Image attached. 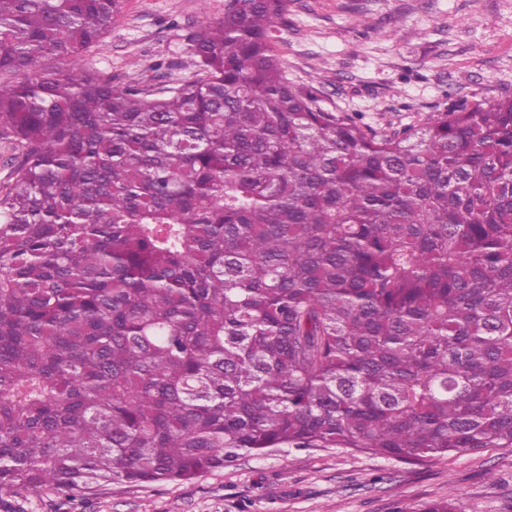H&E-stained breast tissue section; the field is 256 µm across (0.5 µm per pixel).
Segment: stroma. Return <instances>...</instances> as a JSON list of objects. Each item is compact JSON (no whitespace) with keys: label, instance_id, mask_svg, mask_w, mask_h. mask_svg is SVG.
Here are the masks:
<instances>
[{"label":"stroma","instance_id":"stroma-1","mask_svg":"<svg viewBox=\"0 0 512 512\" xmlns=\"http://www.w3.org/2000/svg\"><path fill=\"white\" fill-rule=\"evenodd\" d=\"M224 0H123L87 69L117 83L174 85L194 77L184 34L219 19ZM392 29L383 40L379 28ZM288 78L322 79V107L399 127L478 99L512 97V0H288L274 28ZM512 512V448L419 463L345 448H288L243 457L191 480L102 484L0 497V512Z\"/></svg>","mask_w":512,"mask_h":512}]
</instances>
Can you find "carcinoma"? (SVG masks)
I'll return each instance as SVG.
<instances>
[{"instance_id":"carcinoma-1","label":"carcinoma","mask_w":512,"mask_h":512,"mask_svg":"<svg viewBox=\"0 0 512 512\" xmlns=\"http://www.w3.org/2000/svg\"><path fill=\"white\" fill-rule=\"evenodd\" d=\"M122 4L0 0V494L512 448V98L326 110L288 0H224L196 79L119 85L84 52Z\"/></svg>"}]
</instances>
